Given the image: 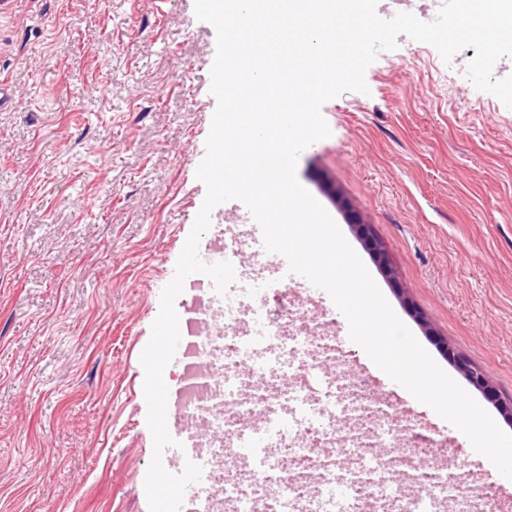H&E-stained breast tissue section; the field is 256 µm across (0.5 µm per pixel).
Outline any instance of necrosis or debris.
<instances>
[{
    "label": "necrosis or debris",
    "instance_id": "obj_1",
    "mask_svg": "<svg viewBox=\"0 0 512 512\" xmlns=\"http://www.w3.org/2000/svg\"><path fill=\"white\" fill-rule=\"evenodd\" d=\"M200 256L231 262L239 281L219 296L209 278L187 280L189 314L172 421L203 469L182 512H429L456 500L483 512L492 478L449 471L448 446L423 439L395 400L348 365L327 314L293 286L260 287L265 267L241 225L216 223ZM405 452H397V441ZM358 465L337 484V457ZM424 491L411 498L390 477Z\"/></svg>",
    "mask_w": 512,
    "mask_h": 512
}]
</instances>
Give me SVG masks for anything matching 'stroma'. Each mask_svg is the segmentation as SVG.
Masks as SVG:
<instances>
[{"mask_svg":"<svg viewBox=\"0 0 512 512\" xmlns=\"http://www.w3.org/2000/svg\"><path fill=\"white\" fill-rule=\"evenodd\" d=\"M322 114L298 159L398 318L415 320L512 398V109L399 36ZM213 27L194 0H0V512H150L140 356L206 188ZM370 224L394 278L347 224ZM411 307H404L397 288ZM477 474L468 438L384 374Z\"/></svg>","mask_w":512,"mask_h":512,"instance_id":"obj_1","label":"stroma"}]
</instances>
